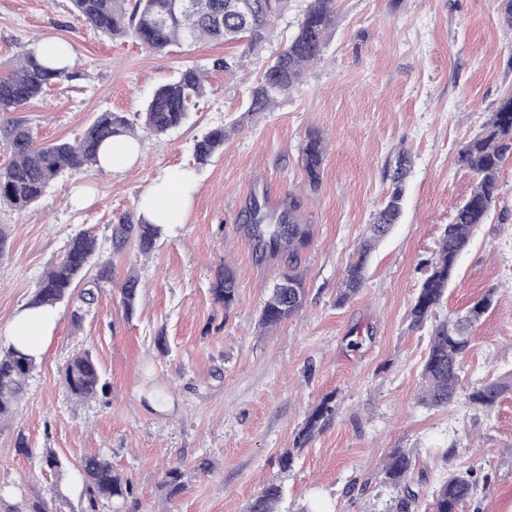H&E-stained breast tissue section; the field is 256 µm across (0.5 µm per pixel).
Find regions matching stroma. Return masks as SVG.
Segmentation results:
<instances>
[{
  "label": "stroma",
  "instance_id": "obj_1",
  "mask_svg": "<svg viewBox=\"0 0 512 512\" xmlns=\"http://www.w3.org/2000/svg\"><path fill=\"white\" fill-rule=\"evenodd\" d=\"M302 0H290L263 48L213 42L150 52L132 40H108L80 25L69 0H0V76L43 39L70 43L72 80L18 111L40 141L77 138L99 113L138 112L178 69L244 55L234 76L211 69L210 93L187 123L145 140L129 172L98 170L60 177L37 205L19 214L0 208L7 232L0 248V341L8 340L16 308L28 303L40 275L79 232L106 241L110 224L135 209L141 193L165 170H194L198 189L185 224L141 254L130 246L115 261L114 279L139 274L133 317L118 289L104 288L80 326L60 306V321L39 357L25 397L0 422V485L45 498L59 484L74 512L81 507L78 467L103 452L127 479L124 512H245L269 479L280 478L279 512H386L392 489L378 474L395 448L413 450L428 487L449 471L475 465L492 485L461 512H512V393L491 409L466 401L428 409L419 402L429 329L410 327L420 284L418 264L432 258L455 206L475 181L456 165L460 144L480 131L499 99L512 92V29L502 0H338L323 61L274 111L247 115V91L292 31ZM228 127L221 154L195 167V140ZM327 141L318 189L302 188L299 147L309 130ZM401 150L412 157L400 224L373 252L364 288L338 303L345 266L386 195L387 166ZM296 194L313 242L301 269L307 301L301 313L261 329V307L284 260L256 256L239 216L253 183ZM92 184L95 202L72 209L70 191ZM499 200L461 256L439 316L465 310L493 291L494 304L474 331L464 359L466 385L512 374V156L499 174ZM237 269V301L216 303L210 283L221 263ZM165 348H158L157 337ZM92 350L108 380V399L75 402L63 386L68 357ZM163 386L168 410L156 412L146 390ZM336 415L291 471L293 448L309 413L326 395ZM24 434L29 453L18 452ZM457 456L445 461L444 451ZM53 449L61 478L37 457ZM209 459V473L196 471ZM180 466L185 488L163 486Z\"/></svg>",
  "mask_w": 512,
  "mask_h": 512
}]
</instances>
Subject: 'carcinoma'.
<instances>
[{
  "mask_svg": "<svg viewBox=\"0 0 512 512\" xmlns=\"http://www.w3.org/2000/svg\"><path fill=\"white\" fill-rule=\"evenodd\" d=\"M288 0H70L71 11L79 22L97 34L110 39L127 38L154 53H164L184 43L214 41L235 43L245 40L254 49L261 45ZM337 0H306L294 31L266 66L261 78L248 90L245 112H270L287 98L301 82L304 69L319 60L328 35L336 21ZM206 69L187 66L180 69L165 85L154 91L141 111L133 117L119 112H103L73 141L40 143L32 127L15 122L0 149L8 161L0 166V205L6 204L19 214L36 204L47 189L68 171H84L98 165L100 146L116 134H136L142 130L158 136L188 121L208 96ZM71 79L66 67L45 63L34 49L19 59L10 73L0 77V113L15 112L28 102L41 97L57 83ZM227 130L219 125L196 139L193 156L203 165L224 147ZM512 150V91L501 98L481 131L463 142L456 152V163L467 169L476 180L467 199L455 208L452 222L446 227L431 259L419 264L420 288L409 315L413 327L431 325L429 351L421 374L423 391L420 403L429 408H443L454 402L464 388L462 360L470 348L472 334L482 317L493 305V290L475 299L463 314L440 318L441 304L458 261L470 245L478 227L485 223L499 198V173ZM306 181L313 190L321 183L326 145L322 135L308 132L299 148ZM411 156L402 151L391 168L390 187L373 224L359 243L355 259L345 267L338 301L347 302L364 287L371 252L398 223L402 215L405 179L411 168ZM243 223L255 252L262 257L286 259L281 272L261 308L259 325L272 328L298 315L305 307L307 290L299 271L302 253L313 239L312 225L302 222L294 194H288L283 211L269 216L257 197L249 199ZM157 224H148L130 213L111 226V253L105 254L98 239L79 234L68 242L62 257L36 283L30 305L56 307L71 299L75 288L84 307H91L99 291L112 284L114 258L128 245L137 246L145 255L151 253L162 238ZM141 281L129 273L119 287L120 304L133 314ZM237 274L224 263L216 272L211 291L216 301L230 309L237 299ZM37 367V358L11 343L0 344V420L13 413L25 393L29 378ZM63 380L77 402L107 398L112 385L103 375L89 350H80L66 363ZM512 391V375L508 380L485 382L468 394L469 403L480 408L494 406L507 391ZM334 396L328 395L307 417L294 447H305L323 421L336 411ZM416 456L402 448L393 449L381 469V483L396 489L388 512H417L424 484L414 478ZM79 474L82 479L81 512H100L104 503H112L122 512L131 494L129 481L112 468L104 453L85 457ZM183 474L172 468L165 474L164 484L171 497L180 493ZM492 483L491 476L475 466L454 470L431 494L428 512H459L466 502ZM16 491L0 489V512H65L67 497L56 488L50 499L21 501L12 504L8 496ZM283 498V485L276 478L268 480L247 505L246 512H278Z\"/></svg>",
  "mask_w": 512,
  "mask_h": 512,
  "instance_id": "cac0c4a2",
  "label": "carcinoma"
}]
</instances>
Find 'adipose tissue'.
<instances>
[{
	"mask_svg": "<svg viewBox=\"0 0 512 512\" xmlns=\"http://www.w3.org/2000/svg\"><path fill=\"white\" fill-rule=\"evenodd\" d=\"M142 152L140 140L129 135H117L102 145L100 166L108 173H122L136 164ZM196 190L197 179L192 171L168 170L140 195L137 211L149 223L172 230L185 223ZM59 318V312L54 308L20 306L12 321L9 340L34 355H41Z\"/></svg>",
	"mask_w": 512,
	"mask_h": 512,
	"instance_id": "adipose-tissue-1",
	"label": "adipose tissue"
}]
</instances>
